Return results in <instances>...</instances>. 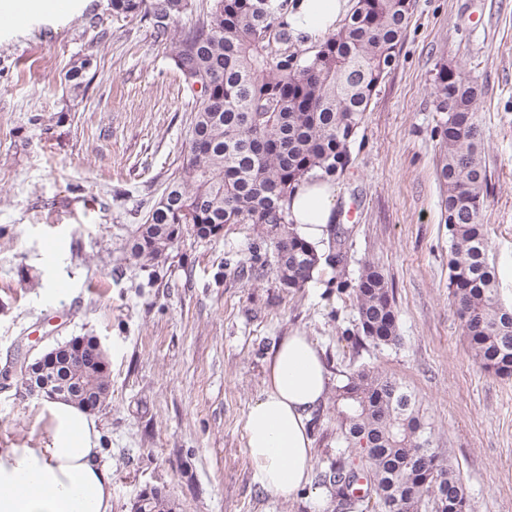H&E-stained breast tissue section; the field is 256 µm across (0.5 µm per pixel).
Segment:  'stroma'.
<instances>
[{"mask_svg":"<svg viewBox=\"0 0 512 512\" xmlns=\"http://www.w3.org/2000/svg\"><path fill=\"white\" fill-rule=\"evenodd\" d=\"M72 2L0 25V373L73 337L98 339L111 389L94 415L114 512L151 487L178 512H336L316 480L347 454L331 404L310 423L313 478L292 496L259 487L245 448L265 357L295 331L323 350L331 386L377 367L410 387L474 512H512V377L474 360L448 293L430 93L443 63L483 86V222L512 306V0H415L398 64L336 180L347 260L295 292L270 272L238 276L253 247L272 251L250 224L183 236L154 266L129 255L182 160L194 101L149 21L113 15L110 0ZM88 56L96 75L73 95L66 74ZM368 261L393 286L398 344H354L349 289ZM55 287L64 294L53 299ZM50 426L36 396L0 384L1 447L43 446Z\"/></svg>","mask_w":512,"mask_h":512,"instance_id":"stroma-1","label":"stroma"}]
</instances>
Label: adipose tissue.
Here are the masks:
<instances>
[{
	"label": "adipose tissue",
	"instance_id": "1",
	"mask_svg": "<svg viewBox=\"0 0 512 512\" xmlns=\"http://www.w3.org/2000/svg\"><path fill=\"white\" fill-rule=\"evenodd\" d=\"M349 0H295L287 21L305 43L334 30ZM294 232L323 250L337 221L333 182L308 178L288 201ZM329 378L322 352L309 337L291 333L267 358L266 387L245 419L246 448L267 492L287 496L309 480V423L324 403ZM51 442L44 447H0V512H112V470L103 461L98 421L74 402L46 398Z\"/></svg>",
	"mask_w": 512,
	"mask_h": 512
}]
</instances>
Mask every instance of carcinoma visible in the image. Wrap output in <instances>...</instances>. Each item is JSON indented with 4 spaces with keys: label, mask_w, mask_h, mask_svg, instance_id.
Here are the masks:
<instances>
[{
    "label": "carcinoma",
    "mask_w": 512,
    "mask_h": 512,
    "mask_svg": "<svg viewBox=\"0 0 512 512\" xmlns=\"http://www.w3.org/2000/svg\"><path fill=\"white\" fill-rule=\"evenodd\" d=\"M292 0H111L112 11L149 20L169 42L168 55L196 97L183 161L160 199L133 232L131 257L155 265L186 234L218 237L226 224H252L270 241L273 260L253 250L238 273L271 265L280 287L306 286L321 257L292 230L286 202L306 177L334 180L348 162L374 92L397 62L413 0H356L339 28L298 51L286 17ZM188 16L177 31L173 24ZM94 68L86 57L68 76L86 91ZM431 94L435 174L447 224L448 290L475 360L498 376H512V307L500 299L487 261L481 214L492 175L479 123L478 77L439 66ZM340 228L330 226L328 261L347 260ZM358 313L355 343L399 341L395 299L385 274L368 263L353 286ZM46 371L38 361L21 374L38 396L75 393L86 410L109 392L108 363L93 337L70 345ZM348 456L321 474L336 501L379 512H471L455 468L433 447L424 409L407 386L375 368H361L331 398ZM146 512H175L176 502L153 487Z\"/></svg>",
    "instance_id": "obj_1"
}]
</instances>
